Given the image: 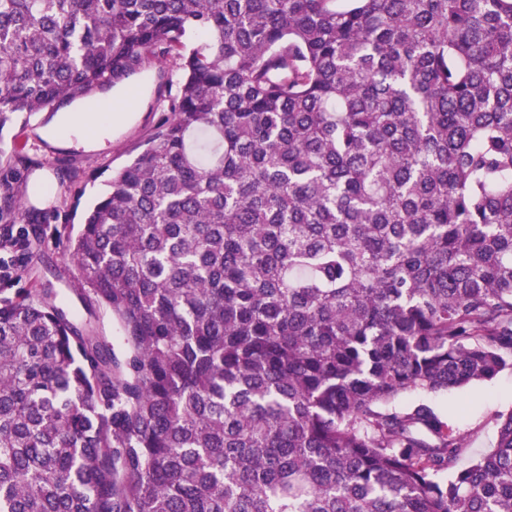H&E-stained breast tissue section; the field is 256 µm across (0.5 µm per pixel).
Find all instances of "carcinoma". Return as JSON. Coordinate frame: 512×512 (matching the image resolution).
Instances as JSON below:
<instances>
[{"label": "carcinoma", "mask_w": 512, "mask_h": 512, "mask_svg": "<svg viewBox=\"0 0 512 512\" xmlns=\"http://www.w3.org/2000/svg\"><path fill=\"white\" fill-rule=\"evenodd\" d=\"M150 56L86 317L0 297V512H512V413L460 467L391 406L512 369V0H0V131ZM48 213L0 193V247Z\"/></svg>", "instance_id": "carcinoma-1"}]
</instances>
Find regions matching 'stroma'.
Returning a JSON list of instances; mask_svg holds the SVG:
<instances>
[{
    "instance_id": "obj_1",
    "label": "stroma",
    "mask_w": 512,
    "mask_h": 512,
    "mask_svg": "<svg viewBox=\"0 0 512 512\" xmlns=\"http://www.w3.org/2000/svg\"><path fill=\"white\" fill-rule=\"evenodd\" d=\"M160 81L159 65L150 64L135 83L133 96L138 109L134 119L113 133L111 140L92 147L75 139L47 142L41 135L47 113L31 118L30 152L45 163L38 175L46 180L51 199L61 210L71 212L72 218L48 220L42 225L41 241L17 245L8 253L0 251V286L6 288L8 296L29 288L57 291L73 285L75 272L67 237L77 233L83 210L106 190L112 171L132 159L135 146L157 125L160 115L155 110V98ZM427 401L465 439L471 454L490 451L496 443L500 415L512 411V371L428 396Z\"/></svg>"
}]
</instances>
